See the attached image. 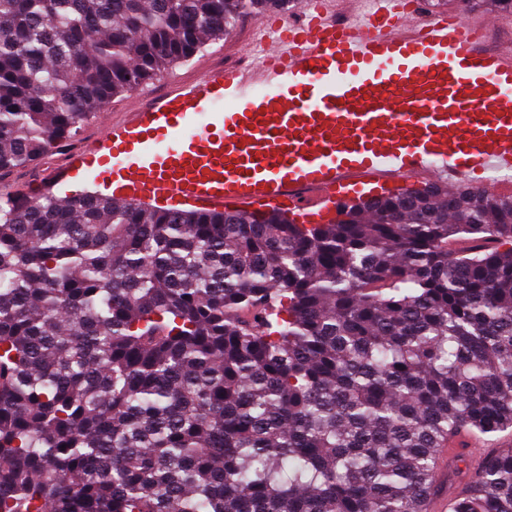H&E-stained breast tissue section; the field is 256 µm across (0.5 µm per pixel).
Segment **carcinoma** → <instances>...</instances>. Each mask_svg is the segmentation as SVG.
Masks as SVG:
<instances>
[{"instance_id": "carcinoma-1", "label": "carcinoma", "mask_w": 512, "mask_h": 512, "mask_svg": "<svg viewBox=\"0 0 512 512\" xmlns=\"http://www.w3.org/2000/svg\"><path fill=\"white\" fill-rule=\"evenodd\" d=\"M292 0H0V173ZM512 431V196L327 224L0 195V512H428ZM448 512H512V448Z\"/></svg>"}]
</instances>
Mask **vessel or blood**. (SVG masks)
Instances as JSON below:
<instances>
[{"instance_id":"1","label":"vessel or blood","mask_w":512,"mask_h":512,"mask_svg":"<svg viewBox=\"0 0 512 512\" xmlns=\"http://www.w3.org/2000/svg\"><path fill=\"white\" fill-rule=\"evenodd\" d=\"M494 24L303 0L298 20L256 23L262 61L170 76L35 192L90 176L118 204L324 224L405 181L511 191L512 52L484 46Z\"/></svg>"}]
</instances>
